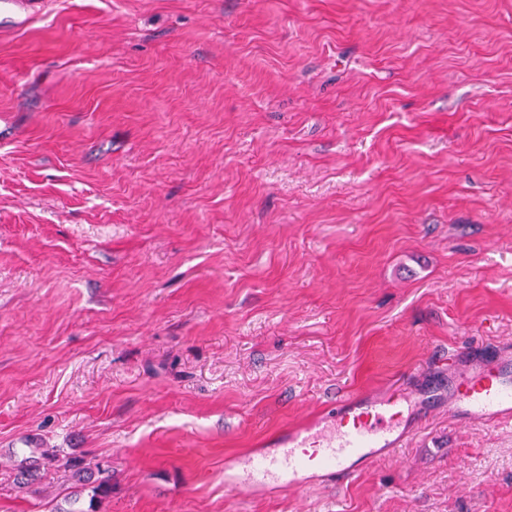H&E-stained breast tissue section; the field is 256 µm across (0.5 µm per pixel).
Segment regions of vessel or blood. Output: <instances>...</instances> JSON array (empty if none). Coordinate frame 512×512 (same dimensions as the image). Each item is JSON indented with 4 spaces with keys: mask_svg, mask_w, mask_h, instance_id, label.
<instances>
[{
    "mask_svg": "<svg viewBox=\"0 0 512 512\" xmlns=\"http://www.w3.org/2000/svg\"><path fill=\"white\" fill-rule=\"evenodd\" d=\"M447 378L418 392L384 393L359 403L339 399L327 414L287 431L276 451L236 459L224 485L245 497L272 489H308L346 481L407 441L415 417L436 405L467 424L512 421V354L489 350L477 359L452 361Z\"/></svg>",
    "mask_w": 512,
    "mask_h": 512,
    "instance_id": "b4317fda",
    "label": "vessel or blood"
}]
</instances>
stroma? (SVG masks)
<instances>
[{
    "instance_id": "35a3bbf8",
    "label": "stroma",
    "mask_w": 512,
    "mask_h": 512,
    "mask_svg": "<svg viewBox=\"0 0 512 512\" xmlns=\"http://www.w3.org/2000/svg\"><path fill=\"white\" fill-rule=\"evenodd\" d=\"M0 13V512H512L444 409L341 484L234 457L512 347V0H44ZM28 436L38 448L22 447ZM69 469L74 470L73 480L76 484L80 485L83 490L86 489V485L93 484L90 486L88 493V505L81 501V491H76L68 498V509L52 508L50 512H98L97 504L101 502V499L107 497L111 492V486L108 477H97L93 480L95 471L99 475L104 474V470L100 465L85 460L71 459L68 464Z\"/></svg>"
}]
</instances>
